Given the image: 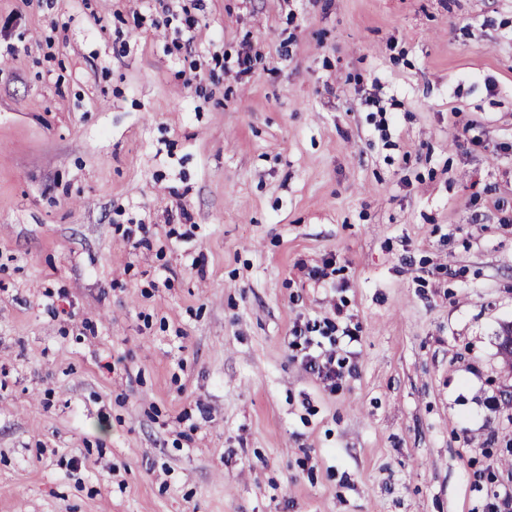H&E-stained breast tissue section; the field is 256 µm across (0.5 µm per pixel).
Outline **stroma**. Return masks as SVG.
<instances>
[{
    "instance_id": "stroma-1",
    "label": "stroma",
    "mask_w": 512,
    "mask_h": 512,
    "mask_svg": "<svg viewBox=\"0 0 512 512\" xmlns=\"http://www.w3.org/2000/svg\"><path fill=\"white\" fill-rule=\"evenodd\" d=\"M507 324L512 0H0V512H487ZM325 327H321L317 321L307 322L303 328L296 330V339H303L304 347L301 348L304 352L301 354V365L303 369L322 381H330L333 387L338 384L336 380H342L345 377V372L350 373L351 366L347 367L340 361H337L332 353L328 354L327 351L322 350V343L315 341L313 333H319L320 336H328V331H338V326L331 322H325ZM314 347L321 349L318 352Z\"/></svg>"
}]
</instances>
